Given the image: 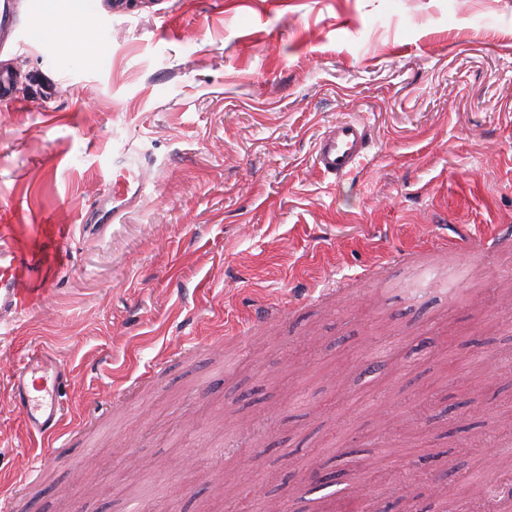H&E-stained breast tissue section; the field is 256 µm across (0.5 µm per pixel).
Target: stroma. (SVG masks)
Masks as SVG:
<instances>
[{
  "mask_svg": "<svg viewBox=\"0 0 512 512\" xmlns=\"http://www.w3.org/2000/svg\"><path fill=\"white\" fill-rule=\"evenodd\" d=\"M89 4L22 0L0 55L21 99L0 112V208L59 245L46 299L0 322L13 512H311L318 468L443 512L423 456L458 500L512 483V247L425 248L512 225V0ZM343 119L369 143L335 181L314 151ZM133 157L136 208L84 229L102 166ZM398 251L412 265L370 282ZM334 279L346 294L303 303ZM34 358L67 373L52 441L12 410Z\"/></svg>",
  "mask_w": 512,
  "mask_h": 512,
  "instance_id": "1",
  "label": "stroma"
}]
</instances>
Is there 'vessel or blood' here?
<instances>
[{
    "instance_id": "1",
    "label": "vessel or blood",
    "mask_w": 512,
    "mask_h": 512,
    "mask_svg": "<svg viewBox=\"0 0 512 512\" xmlns=\"http://www.w3.org/2000/svg\"><path fill=\"white\" fill-rule=\"evenodd\" d=\"M19 0H0V53L16 43L19 29ZM368 131L360 123L341 121L321 136L315 164L323 175L339 178L350 173L364 155ZM108 196L85 216L88 224H119L140 199L147 181L145 166L109 168L104 172ZM55 269L42 244L18 242L10 225L0 226V319L15 317L31 302L34 294L45 293ZM45 384L35 373L21 369L11 382L14 411L31 430L44 436L55 435L61 426L59 403L43 398Z\"/></svg>"
}]
</instances>
